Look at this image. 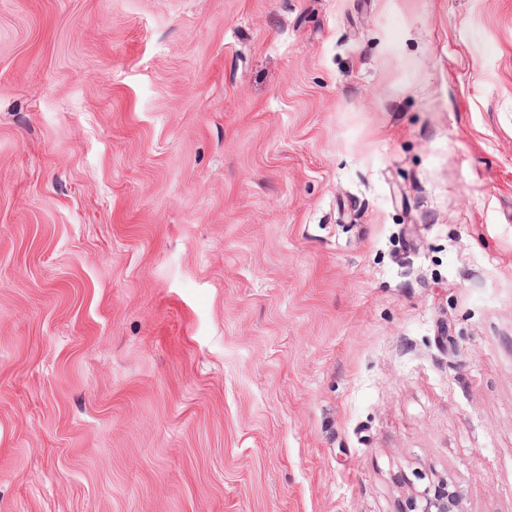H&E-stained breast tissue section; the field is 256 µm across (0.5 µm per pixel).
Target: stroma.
Here are the masks:
<instances>
[{
    "label": "stroma",
    "mask_w": 512,
    "mask_h": 512,
    "mask_svg": "<svg viewBox=\"0 0 512 512\" xmlns=\"http://www.w3.org/2000/svg\"><path fill=\"white\" fill-rule=\"evenodd\" d=\"M512 512V0H0V512ZM420 501L413 500L408 512H458V495L441 484L426 487L419 495Z\"/></svg>",
    "instance_id": "35a3bbf8"
}]
</instances>
